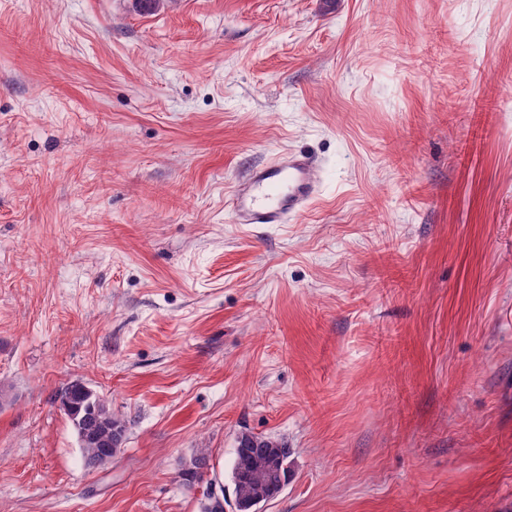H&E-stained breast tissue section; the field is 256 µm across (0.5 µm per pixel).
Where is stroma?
Segmentation results:
<instances>
[{"mask_svg":"<svg viewBox=\"0 0 512 512\" xmlns=\"http://www.w3.org/2000/svg\"><path fill=\"white\" fill-rule=\"evenodd\" d=\"M295 151L310 210L235 223ZM0 385V512H200L243 431L261 512H512V0H0ZM71 422L74 423L75 428L79 433V438L82 443L95 441L97 439L99 430L103 426V419L99 416L98 411L94 406H91L86 412L74 411L70 414L65 413ZM73 420V423L70 417ZM244 450L236 451L234 448L233 463L231 470V483L233 486V504H247L256 498V489L265 488L269 501L280 495L279 488L275 485L277 481H270L269 474L257 466L256 460L264 454L268 448L275 449V465L282 471V474H290L288 459L291 457L290 448L282 441L272 437L241 433ZM242 476H241V475Z\"/></svg>","mask_w":512,"mask_h":512,"instance_id":"1","label":"stroma"}]
</instances>
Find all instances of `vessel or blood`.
<instances>
[{"instance_id": "b4317fda", "label": "vessel or blood", "mask_w": 512, "mask_h": 512, "mask_svg": "<svg viewBox=\"0 0 512 512\" xmlns=\"http://www.w3.org/2000/svg\"><path fill=\"white\" fill-rule=\"evenodd\" d=\"M305 154H280L253 169L234 190L229 209L238 224H284L305 214L319 190Z\"/></svg>"}]
</instances>
